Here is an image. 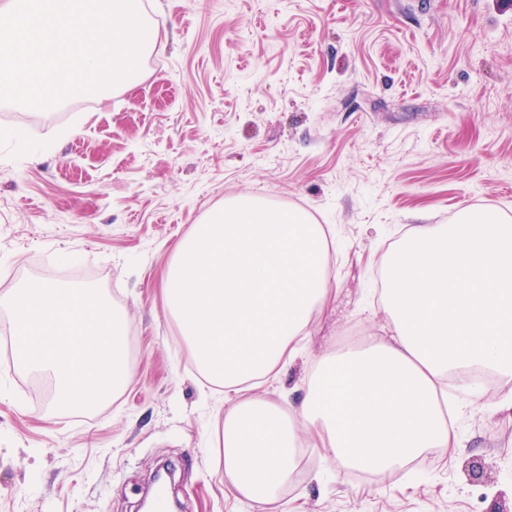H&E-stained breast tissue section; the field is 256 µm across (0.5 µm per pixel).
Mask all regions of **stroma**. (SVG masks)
Returning a JSON list of instances; mask_svg holds the SVG:
<instances>
[{"label": "stroma", "mask_w": 512, "mask_h": 512, "mask_svg": "<svg viewBox=\"0 0 512 512\" xmlns=\"http://www.w3.org/2000/svg\"><path fill=\"white\" fill-rule=\"evenodd\" d=\"M158 33L106 99L0 104V294L43 278L98 290L133 379L49 409L0 355V512H136L170 464L182 512H512V381L453 382L461 446L382 478L300 431L299 478L255 509L224 479V390L162 295L194 225L246 196L333 225L334 306L259 396L298 405L332 348L389 334L376 289L406 228L512 214V0H146ZM481 462L484 481L471 478Z\"/></svg>", "instance_id": "obj_1"}]
</instances>
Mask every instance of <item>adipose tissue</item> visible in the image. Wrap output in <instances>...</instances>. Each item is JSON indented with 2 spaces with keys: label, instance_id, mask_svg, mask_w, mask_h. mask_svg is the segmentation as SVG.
I'll use <instances>...</instances> for the list:
<instances>
[{
  "label": "adipose tissue",
  "instance_id": "ef3b65f1",
  "mask_svg": "<svg viewBox=\"0 0 512 512\" xmlns=\"http://www.w3.org/2000/svg\"><path fill=\"white\" fill-rule=\"evenodd\" d=\"M330 225L240 198L180 241L164 297L201 374L224 389V477L263 505L291 483L297 433H316L344 470L385 476L429 448H455L448 375L512 378V216L464 210L404 233L382 264L391 334L328 354L299 407L261 384L336 298Z\"/></svg>",
  "mask_w": 512,
  "mask_h": 512
}]
</instances>
